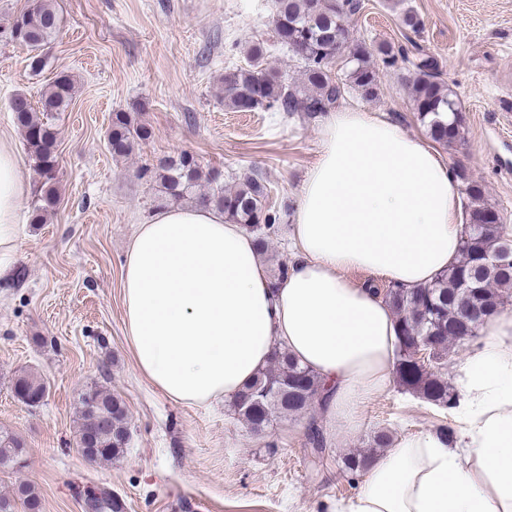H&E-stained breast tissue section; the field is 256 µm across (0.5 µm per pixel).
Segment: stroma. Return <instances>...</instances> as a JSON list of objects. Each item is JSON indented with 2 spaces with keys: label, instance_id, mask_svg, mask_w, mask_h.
<instances>
[{
  "label": "stroma",
  "instance_id": "stroma-1",
  "mask_svg": "<svg viewBox=\"0 0 512 512\" xmlns=\"http://www.w3.org/2000/svg\"><path fill=\"white\" fill-rule=\"evenodd\" d=\"M350 24L368 45L401 44L400 21H423L413 39L439 63L457 98L460 141L439 146L452 169L480 182L485 199L512 225V0H363ZM28 0H0V142L17 153L29 188L37 176L10 110L15 94L39 100L60 74L77 92L58 126V201L45 223L23 204L22 243L0 280V428L25 443L22 470L0 468V495L32 485L40 512H83L87 495L108 492L123 512H331L352 498L363 474L343 459L369 449L376 432L391 438L450 428L451 409L401 384L373 400L357 432L327 441L319 464L307 443L320 406L276 419L257 434L230 401L194 407L171 400L139 373L124 324L121 267L138 224L169 201L154 174L168 158L193 154L202 172L219 170L225 187L260 173L267 202L284 217L269 251L289 264L288 229L301 184L318 157L320 119L279 112H230L217 97L225 71L248 66L246 48L263 43L289 81L302 68L273 31V0H56L63 19L41 71L5 28ZM412 66L383 70L379 97L347 92L339 105L383 112L410 137L428 135L412 107ZM149 125L151 137L113 158L107 132L115 111ZM44 380L30 406L13 381ZM121 398L130 438L120 460L89 462L78 451V398L90 385Z\"/></svg>",
  "mask_w": 512,
  "mask_h": 512
}]
</instances>
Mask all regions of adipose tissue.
I'll return each instance as SVG.
<instances>
[{
	"label": "adipose tissue",
	"instance_id": "ef3b65f1",
	"mask_svg": "<svg viewBox=\"0 0 512 512\" xmlns=\"http://www.w3.org/2000/svg\"><path fill=\"white\" fill-rule=\"evenodd\" d=\"M26 193L19 158L1 143L0 277L22 242ZM463 232L457 179L434 150L368 111L328 112L282 281L214 208L172 206L139 224L121 271L136 366L165 396L203 406L236 397L285 347L327 389L325 434L346 439L398 365L396 317L371 279L430 285ZM483 325L460 363L458 447L430 432L403 438L333 512H512V309Z\"/></svg>",
	"mask_w": 512,
	"mask_h": 512
}]
</instances>
